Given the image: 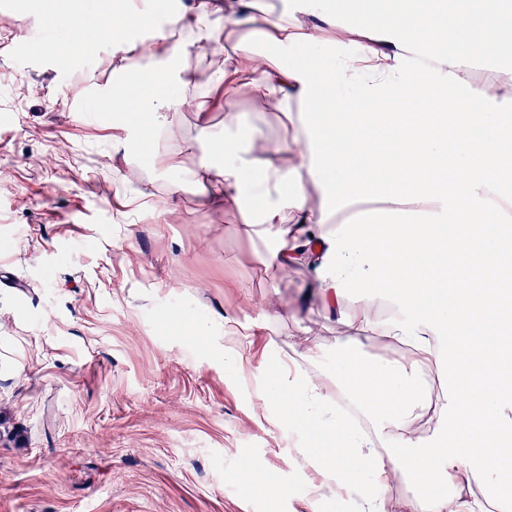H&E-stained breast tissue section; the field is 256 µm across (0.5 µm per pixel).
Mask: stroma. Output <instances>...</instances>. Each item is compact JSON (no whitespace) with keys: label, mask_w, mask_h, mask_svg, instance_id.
<instances>
[{"label":"stroma","mask_w":512,"mask_h":512,"mask_svg":"<svg viewBox=\"0 0 512 512\" xmlns=\"http://www.w3.org/2000/svg\"><path fill=\"white\" fill-rule=\"evenodd\" d=\"M47 18L0 0V512H361L359 495L320 490L296 455L308 432L259 397L280 378L268 338L318 343L331 371L342 327L308 297L313 269L264 268L274 239L242 234L168 170L178 146L189 164L208 151L194 113L177 142L127 137L110 112L77 121L67 83L112 84V44L99 33L85 62L18 50ZM235 109L291 135L249 95ZM258 467L275 490L251 483Z\"/></svg>","instance_id":"stroma-1"}]
</instances>
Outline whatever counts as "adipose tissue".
Returning a JSON list of instances; mask_svg holds the SVG:
<instances>
[{"mask_svg": "<svg viewBox=\"0 0 512 512\" xmlns=\"http://www.w3.org/2000/svg\"><path fill=\"white\" fill-rule=\"evenodd\" d=\"M351 4L344 23L307 22L314 4L304 0L269 11L255 30L248 0L216 8L204 2L193 38L154 29L147 47L118 22L152 26L154 0H110L96 9L88 0H51L50 7L74 27L90 17L110 31L120 81L103 97L129 117L128 130L139 139L161 129L175 136L181 111H205L203 97L170 95L186 83L173 60L235 34L253 38L254 48L225 58L207 86L223 90L228 111L245 93L262 100L282 112L293 134L275 141L255 128L232 133L201 124L211 159L197 170L210 179L213 204L237 216L247 236L274 239L265 266L314 267L316 293L349 340L323 381L303 369L320 362L319 346L289 337L280 383L263 390L262 400L276 406L280 419L334 442L335 451L315 461L331 491L359 490L371 479L377 492L365 497L368 512H496L503 488L512 485V436L498 429L512 343H490L486 329L512 294V272L501 269V232L512 223V194L505 190L512 182V37L503 32L501 14L486 11L470 50L446 53L432 68L409 66L400 34L411 27L436 33L437 9L419 0L377 30L364 0ZM215 11L223 24L211 23ZM333 33L356 51L327 65L318 50ZM301 46L309 51L305 61L282 62ZM445 84L456 90L452 99L440 91ZM132 95L138 108L126 103ZM420 96L431 102L423 111L416 106ZM396 113L405 121L380 133L382 118ZM390 139L411 163L392 187L389 219L346 213L354 198L385 181L381 168L349 155L350 144L368 143L382 157ZM439 256L445 263L437 268ZM354 283L366 293L344 305ZM378 288L392 289L404 322L372 315L368 294ZM370 334L408 349L364 366L354 347ZM425 373L438 385L431 398L420 393ZM453 415L460 429L452 437ZM432 481L438 491L429 490ZM396 483L410 485L412 495L388 497Z\"/></svg>", "mask_w": 512, "mask_h": 512, "instance_id": "ef3b65f1", "label": "adipose tissue"}]
</instances>
